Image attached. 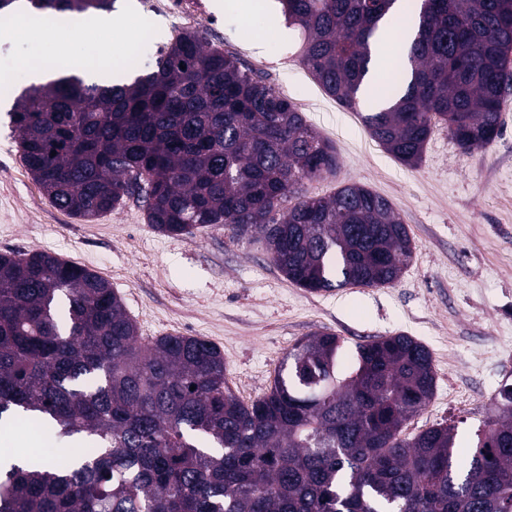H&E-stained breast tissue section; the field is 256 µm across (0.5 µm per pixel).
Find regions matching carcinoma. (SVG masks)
<instances>
[{
	"instance_id": "carcinoma-1",
	"label": "carcinoma",
	"mask_w": 512,
	"mask_h": 512,
	"mask_svg": "<svg viewBox=\"0 0 512 512\" xmlns=\"http://www.w3.org/2000/svg\"><path fill=\"white\" fill-rule=\"evenodd\" d=\"M116 0H29L40 25L111 12ZM395 0H281L304 65L353 106ZM401 94L364 122L398 160L421 158L432 123L483 148L501 133L512 74V0H420ZM58 77L10 113L22 160L60 209L93 219L147 187L164 235L222 224L256 231L298 286L329 292L395 282L412 256L389 201L350 184L308 196L333 146L266 79L186 31L131 80ZM56 155H51V152ZM318 331L245 404L221 350L195 336L143 343L111 285L50 253L0 254V418L51 424L77 450L64 463L0 468V512H512V384L455 452V426L402 427L433 396L429 350L377 337L338 366Z\"/></svg>"
}]
</instances>
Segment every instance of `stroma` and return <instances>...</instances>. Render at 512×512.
I'll list each match as a JSON object with an SVG mask.
<instances>
[{"label":"stroma","instance_id":"obj_1","mask_svg":"<svg viewBox=\"0 0 512 512\" xmlns=\"http://www.w3.org/2000/svg\"><path fill=\"white\" fill-rule=\"evenodd\" d=\"M163 0H134L122 34L79 22L36 37L16 15L0 18V76L12 90L30 85L33 64L86 51L103 62L135 56L151 72L161 48L185 31L266 75L306 121L335 148L334 172L305 181L311 196L346 184L364 185L388 199L406 225L412 259L385 287L349 286L311 292L287 279L260 237H236L220 226L167 236L148 223L141 203L84 220L55 207L24 166L9 113L0 112V254L52 253L107 280L142 340L166 334L197 336L224 354L226 381L251 403L272 386L284 356L322 330L343 342L350 366L358 344L403 333L432 355L436 389L404 436L448 422L458 453L494 414L501 384L512 383V88L504 94L502 131L486 147L462 149L438 123L414 165L393 157L371 137L370 107H347L325 94L300 61L296 31L282 13L243 16L235 0H185L184 15ZM262 37L263 50L252 47Z\"/></svg>","mask_w":512,"mask_h":512}]
</instances>
